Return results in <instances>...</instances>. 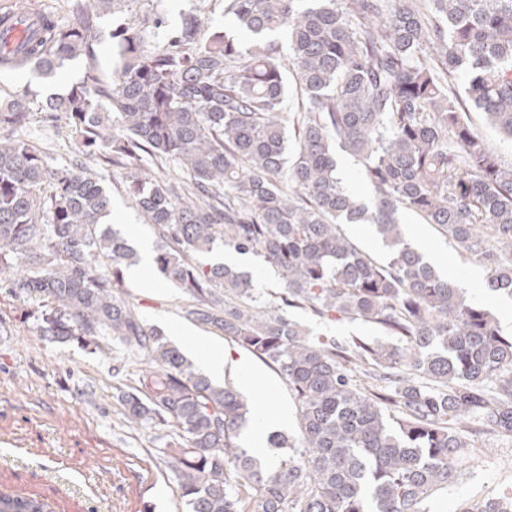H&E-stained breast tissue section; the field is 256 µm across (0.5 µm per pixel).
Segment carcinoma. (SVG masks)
<instances>
[{"instance_id":"cac0c4a2","label":"carcinoma","mask_w":512,"mask_h":512,"mask_svg":"<svg viewBox=\"0 0 512 512\" xmlns=\"http://www.w3.org/2000/svg\"><path fill=\"white\" fill-rule=\"evenodd\" d=\"M133 0H92L61 21L8 11L25 28L0 70L55 75L87 60L41 109L66 120L80 153L120 172L165 245L155 266L181 288L185 317L279 372L299 432L273 433V461L243 447L250 408L217 386L120 295L139 260L102 227L112 195L81 160L49 164L27 134L29 87L0 97V267L41 299L43 335L102 349L112 338L153 366L121 391L125 419L156 449L188 512H432L457 482L464 433L512 437V336L468 301L403 235L414 213L487 270L512 300V162L470 125L466 101L512 142V0H225L249 35L154 11L112 29V79L97 68L99 20ZM165 28L160 44L151 32ZM463 77L467 99L448 89ZM305 112L289 136L288 78ZM363 163L368 206L342 183L336 148ZM370 224L377 260L343 232ZM225 247L277 268L281 304L261 315L251 276L195 255ZM348 319L389 341L315 334L295 317ZM0 512H45L0 494ZM477 512H512L492 498Z\"/></svg>"}]
</instances>
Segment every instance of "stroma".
I'll return each instance as SVG.
<instances>
[{
    "label": "stroma",
    "mask_w": 512,
    "mask_h": 512,
    "mask_svg": "<svg viewBox=\"0 0 512 512\" xmlns=\"http://www.w3.org/2000/svg\"><path fill=\"white\" fill-rule=\"evenodd\" d=\"M135 10H155L169 21L201 10L214 20L224 17V0H136ZM85 69L70 62L50 79L27 70H0V96L31 86L38 100L66 93ZM30 133L52 166L67 165L76 153L63 123L33 112ZM85 166L102 177L112 193V213L105 223L130 243L161 240L145 224L118 172L85 156ZM407 240L419 247L439 272L495 316L504 334L512 333V301L492 294L487 274L467 261L461 248L412 213L400 215ZM147 282L124 279L127 298L147 324L161 329L184 354L198 342L222 346L230 361L246 360L250 374L228 373L250 401L268 400L271 412H289L281 429L294 431L296 410L281 375L250 352L225 342L219 333L190 325L183 309L186 295L149 268ZM39 304L0 286V492L36 497L47 512H186L169 470L153 449L146 429L124 424L118 387L136 386L149 359L129 352L121 373L112 370V355L74 343H60L37 330ZM190 335H182V328ZM512 495V439L476 438L466 449L461 477L440 496L436 512H473L491 498Z\"/></svg>",
    "instance_id": "35a3bbf8"
}]
</instances>
